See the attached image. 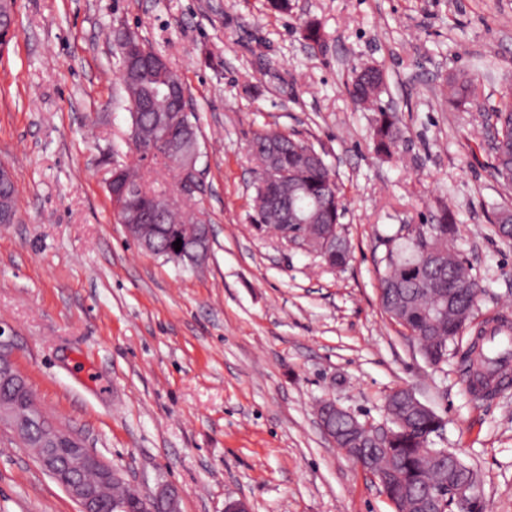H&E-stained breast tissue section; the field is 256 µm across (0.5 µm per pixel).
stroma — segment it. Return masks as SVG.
Segmentation results:
<instances>
[{"label":"stroma","instance_id":"stroma-1","mask_svg":"<svg viewBox=\"0 0 512 512\" xmlns=\"http://www.w3.org/2000/svg\"><path fill=\"white\" fill-rule=\"evenodd\" d=\"M318 25L321 42L304 36ZM140 35L181 74L200 130L190 206L213 229L194 272L139 248L105 179L130 116L115 40ZM386 74L385 108L405 130L378 156L377 115L348 92L352 67ZM481 77L478 102L448 100ZM512 88V0H16L0 49V165L19 219L0 224V327L50 417L143 494L167 486L179 512H394L375 479L323 434L326 399L383 423L410 387L444 421L433 445L478 478L484 512H512V389L475 399L458 353L431 365L383 312L384 236L454 213L484 293L479 323L512 316V240L496 208L483 114ZM293 134L336 172L351 258L332 271L251 220L261 129ZM0 512H78L0 427Z\"/></svg>","mask_w":512,"mask_h":512}]
</instances>
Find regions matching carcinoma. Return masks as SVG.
I'll list each match as a JSON object with an SVG mask.
<instances>
[{"label": "carcinoma", "mask_w": 512, "mask_h": 512, "mask_svg": "<svg viewBox=\"0 0 512 512\" xmlns=\"http://www.w3.org/2000/svg\"><path fill=\"white\" fill-rule=\"evenodd\" d=\"M131 38L128 50L118 49L119 65H124L127 53L153 54L155 50L140 34L127 29ZM373 68L360 69L348 93L354 103L362 108L379 113L373 130L374 151L387 157L397 145L403 131L393 113L380 103L384 80H375L370 75ZM120 80L126 93L129 113H139L140 104L150 99L154 111L140 113L137 119L136 143L149 144L160 132L157 114H169L167 88L170 82L181 80V76L170 63L146 67L129 74L120 72ZM480 80L476 77L451 85V94L460 102L476 97ZM487 120L495 129L494 165L495 177L506 186H512V92L502 96L499 104L487 113ZM280 143V151L274 168L275 177L266 175L262 169L270 141ZM249 153L256 163L254 195L264 190L273 195H288L304 217H313V222L302 225L301 231L307 239V248L315 253L325 265L344 266L348 260V249L340 244L336 249L325 248L324 235L332 226H341L340 219L345 210L344 198L335 175L322 155L313 147L292 136L274 130L255 133L249 144ZM135 188L127 193L124 206L128 212L146 211L154 208L162 194L156 192L139 173L138 169L125 162L118 164V174L113 180V189L123 186ZM253 222L275 228L283 223L280 210L254 211ZM206 220L199 215H190L182 208L168 209L165 223L151 236L153 253L162 256L182 241L183 265H199L193 242L202 231ZM458 228L455 219L448 214V207L441 209L435 224H424L419 232L406 235L401 231L384 241L386 254L381 258L384 270L378 278V296L383 311L397 324L410 331L418 340L426 359L437 364L448 356V343L460 335L459 316L476 304L482 287L476 286L458 298L454 306L445 308L448 295V280L467 277L464 263L448 246L456 237ZM476 340L462 352L461 360L466 372L481 377L478 388L471 393L479 398L493 395L500 382L495 380L497 371L512 364V322L506 316H495L482 321L474 330ZM441 426L439 417L412 412L405 426L397 429L395 437H377L373 429L363 426L353 429L347 419L336 421V432L346 440L349 447L361 444L365 448H377L379 452L370 465L376 479L399 512H415V495L422 489H431L448 482V465L453 460L442 454L431 464L422 461L432 435Z\"/></svg>", "instance_id": "carcinoma-1"}]
</instances>
